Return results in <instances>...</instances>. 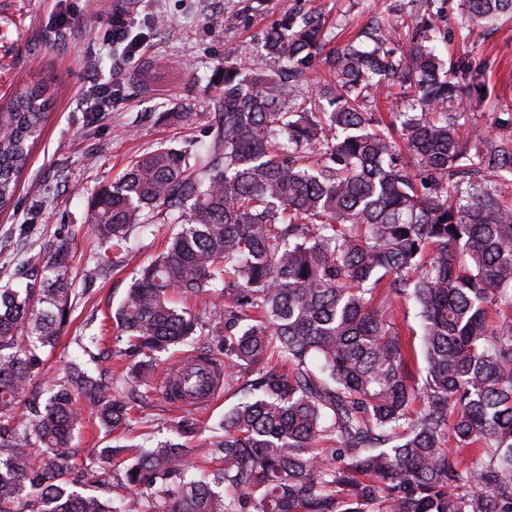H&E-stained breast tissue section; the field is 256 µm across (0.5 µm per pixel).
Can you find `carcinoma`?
Wrapping results in <instances>:
<instances>
[{"label":"carcinoma","mask_w":512,"mask_h":512,"mask_svg":"<svg viewBox=\"0 0 512 512\" xmlns=\"http://www.w3.org/2000/svg\"><path fill=\"white\" fill-rule=\"evenodd\" d=\"M511 14L512 0H467L461 25ZM437 17L400 55L379 19L370 45L326 52L321 16L288 17L265 31L270 67L243 77L224 58L205 146L160 145L91 199L117 258L133 229L156 217L172 227L113 314L141 356L133 378L197 335L172 291L230 299L208 309L224 389L239 396L210 442L213 472L193 474L171 442L77 461L82 406L108 432L133 417L80 365L44 405L22 399L71 318L66 243L43 246L39 283L0 288V512H512V185H483L512 175V140L461 134V84L482 97L486 78L427 46ZM317 62L312 97L301 85ZM382 81L412 98L398 128L367 111ZM46 109L36 87L0 105V210ZM409 300L419 352L402 338ZM208 362L183 359L174 395H191L187 377Z\"/></svg>","instance_id":"1"}]
</instances>
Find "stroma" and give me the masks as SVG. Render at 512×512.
<instances>
[{
  "label": "stroma",
  "mask_w": 512,
  "mask_h": 512,
  "mask_svg": "<svg viewBox=\"0 0 512 512\" xmlns=\"http://www.w3.org/2000/svg\"><path fill=\"white\" fill-rule=\"evenodd\" d=\"M253 0H0V99L19 87L46 86L51 99L43 130L21 177L14 202L0 213V265L21 268L20 283L31 280L29 256L50 240L69 246L66 259L76 298L69 325L57 348L45 356L35 379L48 392L71 363L92 374H105L113 388L132 401L135 419L128 428L108 434L86 417L73 445L82 454L110 445L113 439L144 447L175 439V425L185 412L173 409L157 386L127 375L135 362L125 342L113 334L112 314L126 297L135 273L163 247L168 225L152 223L134 231L129 253L103 278H88L100 251L88 221V204L102 184L117 179L127 164L160 144H203L217 121L224 93L222 66L228 54L241 56L246 68L264 60L266 28L288 13H322L328 27L354 36L374 15L389 18L397 42L403 23L423 16L418 0H265L255 12ZM448 33L435 44L442 59L468 56L486 74L489 95L473 101L466 127L480 126L498 135L495 121L512 108V17L465 32L464 0H435ZM66 12V24L57 15ZM129 16L128 36L144 48L126 58L102 44L112 15ZM235 16L227 25L226 16ZM98 87L111 97L104 119L89 123L83 93ZM183 113L180 122L168 120ZM231 394L196 414V429L186 436L189 464L206 466L205 451L219 432Z\"/></svg>",
  "instance_id": "35a3bbf8"
}]
</instances>
